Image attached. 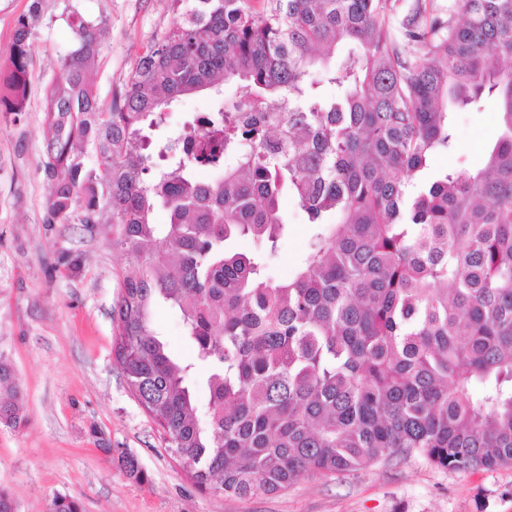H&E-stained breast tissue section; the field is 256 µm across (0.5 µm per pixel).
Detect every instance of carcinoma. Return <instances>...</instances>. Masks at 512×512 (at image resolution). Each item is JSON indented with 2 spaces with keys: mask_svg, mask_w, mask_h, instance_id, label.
Instances as JSON below:
<instances>
[{
  "mask_svg": "<svg viewBox=\"0 0 512 512\" xmlns=\"http://www.w3.org/2000/svg\"><path fill=\"white\" fill-rule=\"evenodd\" d=\"M169 0L173 22L99 101L104 18L75 5L74 46L43 90L47 224L112 226L125 257L114 353L128 389L192 462L199 488L247 496L305 475L419 453L457 471L512 465V0ZM32 0L16 23L0 112L29 111ZM345 40L362 53L336 70ZM338 87L314 91L310 75ZM252 96L226 116L222 87ZM202 90L197 151L146 150L143 130ZM497 102L502 132L474 171L412 187L452 148L448 107ZM90 147L105 177L81 159ZM236 155L232 168L224 156ZM198 165L215 176L201 180ZM294 196L315 232L286 281L265 274ZM170 214L153 223L157 205ZM249 239L258 252L230 251ZM179 312L195 361L172 358L153 305ZM205 371L199 406L193 369ZM0 367V423L24 424Z\"/></svg>",
  "mask_w": 512,
  "mask_h": 512,
  "instance_id": "obj_1",
  "label": "carcinoma"
}]
</instances>
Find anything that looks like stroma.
<instances>
[{
  "mask_svg": "<svg viewBox=\"0 0 512 512\" xmlns=\"http://www.w3.org/2000/svg\"><path fill=\"white\" fill-rule=\"evenodd\" d=\"M107 20L93 80L102 102L124 86L137 56L173 16L167 0H42L33 38L30 108L20 121L0 115V361L23 394L25 426L0 423V489L15 512H49L55 495L81 512H512V466L450 471L413 455L341 476H307L287 490L255 497L200 490L164 448L157 425L130 393L113 350L112 309L124 263L111 225L48 224L51 188L43 172L48 139L40 90L61 74L73 45L71 4ZM212 94L183 98L153 145L176 137ZM455 146L432 156L443 173L481 163L499 135L493 98L454 109ZM288 226L269 269L293 276L313 230L290 194ZM152 322L171 354L193 356L178 312L165 303ZM134 456L148 479L131 478L120 455Z\"/></svg>",
  "mask_w": 512,
  "mask_h": 512,
  "instance_id": "stroma-1",
  "label": "stroma"
}]
</instances>
